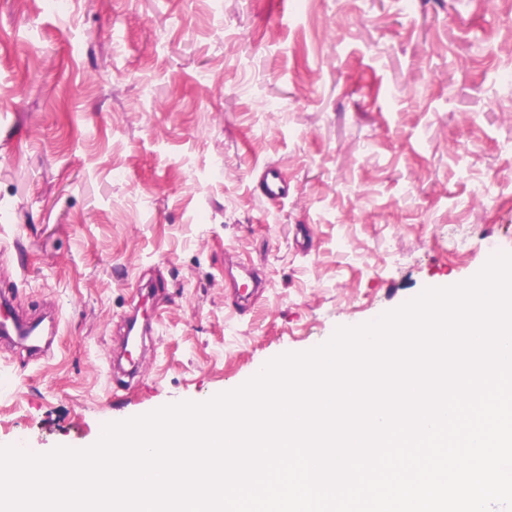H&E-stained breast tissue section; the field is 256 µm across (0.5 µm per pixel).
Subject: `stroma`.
<instances>
[{
	"label": "stroma",
	"instance_id": "obj_1",
	"mask_svg": "<svg viewBox=\"0 0 512 512\" xmlns=\"http://www.w3.org/2000/svg\"><path fill=\"white\" fill-rule=\"evenodd\" d=\"M281 199L257 184L267 167ZM512 254V0H0V447L231 392ZM264 286L239 311L228 270ZM163 284L141 374L112 348ZM12 296L1 295L0 341L8 346L22 347L31 357L46 355L58 333L54 317L34 318L12 314ZM48 318V324L44 321Z\"/></svg>",
	"mask_w": 512,
	"mask_h": 512
}]
</instances>
